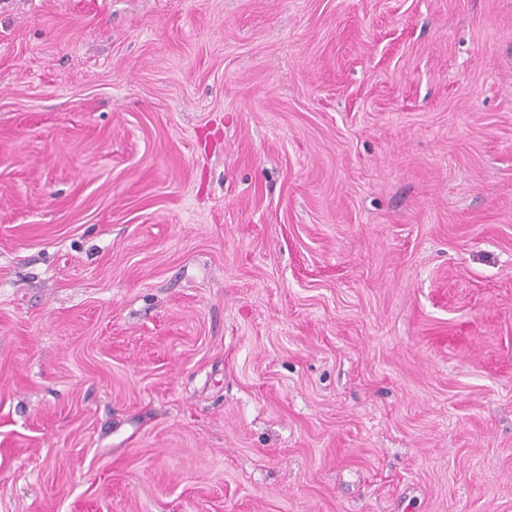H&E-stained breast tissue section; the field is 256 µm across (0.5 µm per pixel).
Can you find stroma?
<instances>
[{
	"mask_svg": "<svg viewBox=\"0 0 512 512\" xmlns=\"http://www.w3.org/2000/svg\"><path fill=\"white\" fill-rule=\"evenodd\" d=\"M0 512H512V0H0Z\"/></svg>",
	"mask_w": 512,
	"mask_h": 512,
	"instance_id": "35a3bbf8",
	"label": "stroma"
}]
</instances>
